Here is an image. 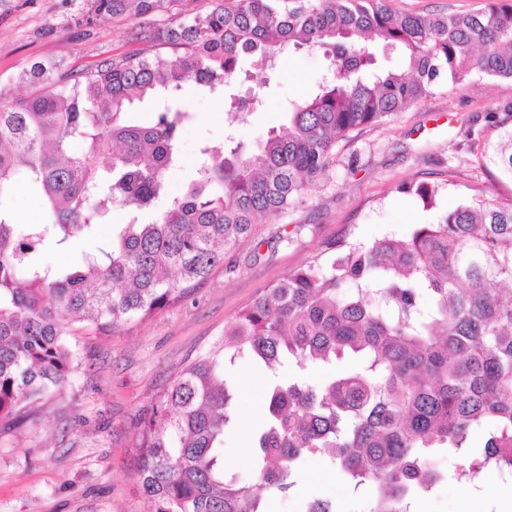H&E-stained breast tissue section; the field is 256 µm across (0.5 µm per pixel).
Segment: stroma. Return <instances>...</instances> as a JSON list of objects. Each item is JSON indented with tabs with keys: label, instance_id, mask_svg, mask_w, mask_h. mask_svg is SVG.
Returning a JSON list of instances; mask_svg holds the SVG:
<instances>
[{
	"label": "stroma",
	"instance_id": "1",
	"mask_svg": "<svg viewBox=\"0 0 512 512\" xmlns=\"http://www.w3.org/2000/svg\"><path fill=\"white\" fill-rule=\"evenodd\" d=\"M80 6V0H0V97L32 91L22 73L36 62L54 64L57 79L104 57L155 53L154 45L132 41L138 19L103 16L78 27ZM324 70L322 54L286 50L256 109L239 119L195 87L179 91L189 118L181 161L168 175L173 191L195 176L205 143L232 134L256 147L285 122L291 103L315 90ZM511 128V80L440 78L419 104L340 139L325 174L287 210L260 218L185 299L109 332L77 325L69 343L78 368L19 427L0 429V512H151L138 475L140 429L181 369L207 352L243 307L294 271L326 263L349 244L409 236L416 225L439 222L472 191L512 193V179L488 160ZM404 183L438 186L435 206L398 193ZM224 378L235 393L224 470L246 474L254 468L249 444L262 426L266 376L243 355ZM314 497L331 498L336 512L365 508L335 469L313 457L297 487L268 497L266 512H302ZM419 512H512V486L491 474L477 485L451 481L422 497Z\"/></svg>",
	"mask_w": 512,
	"mask_h": 512
}]
</instances>
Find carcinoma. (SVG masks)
<instances>
[{
    "label": "carcinoma",
    "instance_id": "1",
    "mask_svg": "<svg viewBox=\"0 0 512 512\" xmlns=\"http://www.w3.org/2000/svg\"><path fill=\"white\" fill-rule=\"evenodd\" d=\"M81 21L147 20L179 0H90ZM135 39L173 55L127 53L76 74L62 90L34 64L43 88L0 102V196L24 172L43 201L38 224L0 208V422L26 417L73 369L66 337L77 324L110 330L180 302L247 237L258 218L288 208L332 163L336 142L427 97L437 79L477 73L512 80V0L465 14L395 13L385 0H222ZM323 52L317 89L254 149L232 136L200 149L197 177L177 195L189 113L171 97L184 85L224 95L243 57L262 71L286 46ZM402 54L376 66L375 46ZM163 98L146 125L123 114ZM490 160L512 178V130ZM434 206L437 189L399 187ZM122 230L80 252L70 268L42 262L96 234L112 208ZM247 352L272 374L265 423L252 441L257 470L224 478V429L234 395L226 364ZM353 356L358 369L313 384L299 368ZM483 437L480 459L462 450ZM139 476L152 512H266L271 493L296 485L320 456L366 512H416L445 480L431 452L460 455L458 478L512 474V194H474L406 238L352 245L329 264L301 268L264 290L224 326V337L164 389L141 430Z\"/></svg>",
    "mask_w": 512,
    "mask_h": 512
}]
</instances>
